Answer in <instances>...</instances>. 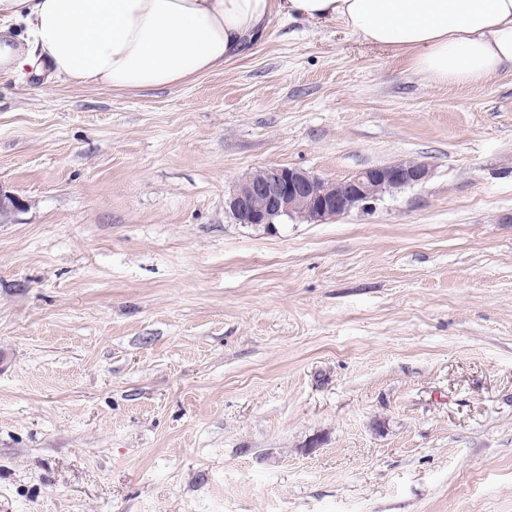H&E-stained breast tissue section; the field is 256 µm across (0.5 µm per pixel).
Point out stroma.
Returning a JSON list of instances; mask_svg holds the SVG:
<instances>
[{"label": "stroma", "mask_w": 512, "mask_h": 512, "mask_svg": "<svg viewBox=\"0 0 512 512\" xmlns=\"http://www.w3.org/2000/svg\"><path fill=\"white\" fill-rule=\"evenodd\" d=\"M428 180L268 230L257 169ZM0 512H512V72L272 20L172 88L0 80Z\"/></svg>", "instance_id": "stroma-1"}]
</instances>
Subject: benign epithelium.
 <instances>
[{
    "mask_svg": "<svg viewBox=\"0 0 512 512\" xmlns=\"http://www.w3.org/2000/svg\"><path fill=\"white\" fill-rule=\"evenodd\" d=\"M428 177V165L416 160L368 167L336 182L299 167H265L236 185L226 206L237 223L250 226L272 229L288 219L320 223L370 209L385 193L420 185ZM21 207L19 197L0 186V217Z\"/></svg>",
    "mask_w": 512,
    "mask_h": 512,
    "instance_id": "7a95c632",
    "label": "benign epithelium"
}]
</instances>
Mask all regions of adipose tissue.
Returning <instances> with one entry per match:
<instances>
[{"label": "adipose tissue", "instance_id": "obj_1", "mask_svg": "<svg viewBox=\"0 0 512 512\" xmlns=\"http://www.w3.org/2000/svg\"><path fill=\"white\" fill-rule=\"evenodd\" d=\"M341 24L429 81L512 70V0H0V78L33 69L84 87L187 84L241 56L272 19Z\"/></svg>", "mask_w": 512, "mask_h": 512}]
</instances>
